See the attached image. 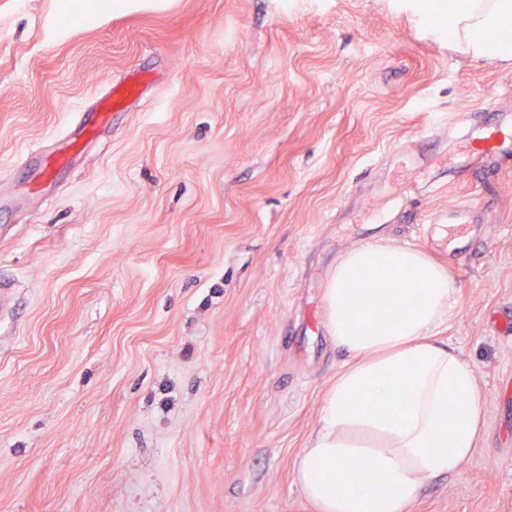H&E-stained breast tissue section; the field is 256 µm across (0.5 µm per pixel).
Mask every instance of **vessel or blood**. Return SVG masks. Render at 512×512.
<instances>
[{"instance_id": "obj_1", "label": "vessel or blood", "mask_w": 512, "mask_h": 512, "mask_svg": "<svg viewBox=\"0 0 512 512\" xmlns=\"http://www.w3.org/2000/svg\"><path fill=\"white\" fill-rule=\"evenodd\" d=\"M138 91L139 83L133 79L111 86L100 112L68 130L65 134L66 147L45 157L41 170L43 177H51L54 171L66 168L76 149L84 141L97 136L110 122L113 109L119 107L127 98L137 95ZM466 147L473 159L480 164L499 167L503 163H511L512 114L500 112L493 119L473 125ZM424 221L428 224L461 226L477 223L478 218L475 207L458 204L449 206L448 210L442 213H428Z\"/></svg>"}]
</instances>
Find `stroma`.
<instances>
[{
  "label": "stroma",
  "mask_w": 512,
  "mask_h": 512,
  "mask_svg": "<svg viewBox=\"0 0 512 512\" xmlns=\"http://www.w3.org/2000/svg\"><path fill=\"white\" fill-rule=\"evenodd\" d=\"M0 0V512H312L292 464L346 360L323 288L347 246L424 249L458 285L447 337L484 434L410 512H512V167L467 128L512 68L437 37L416 0H176L55 34ZM143 76L68 168L49 153ZM476 204L446 234L421 214Z\"/></svg>",
  "instance_id": "obj_1"
}]
</instances>
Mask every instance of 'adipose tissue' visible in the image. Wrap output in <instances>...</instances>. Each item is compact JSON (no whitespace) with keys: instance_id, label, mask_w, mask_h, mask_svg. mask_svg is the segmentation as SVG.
Returning a JSON list of instances; mask_svg holds the SVG:
<instances>
[{"instance_id":"adipose-tissue-1","label":"adipose tissue","mask_w":512,"mask_h":512,"mask_svg":"<svg viewBox=\"0 0 512 512\" xmlns=\"http://www.w3.org/2000/svg\"><path fill=\"white\" fill-rule=\"evenodd\" d=\"M463 57L512 64V0H418ZM457 302L447 267L393 241L354 245L324 289L326 329L349 354L320 426L294 461L313 512H409L426 482L458 474L478 447L482 389L439 331Z\"/></svg>"}]
</instances>
